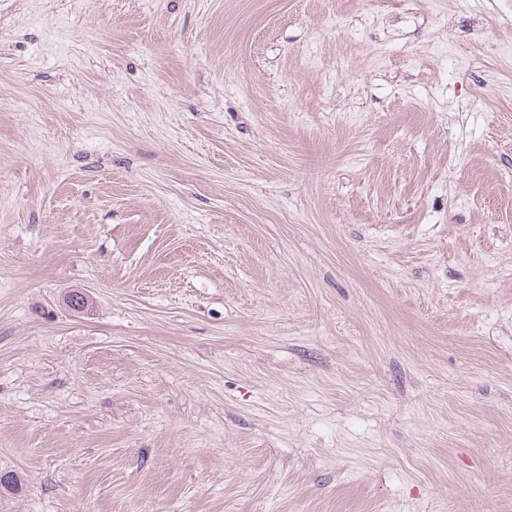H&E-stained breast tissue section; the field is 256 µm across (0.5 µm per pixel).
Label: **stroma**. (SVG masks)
Masks as SVG:
<instances>
[{"instance_id": "stroma-1", "label": "stroma", "mask_w": 512, "mask_h": 512, "mask_svg": "<svg viewBox=\"0 0 512 512\" xmlns=\"http://www.w3.org/2000/svg\"><path fill=\"white\" fill-rule=\"evenodd\" d=\"M509 54L512 0H0V512H512Z\"/></svg>"}]
</instances>
